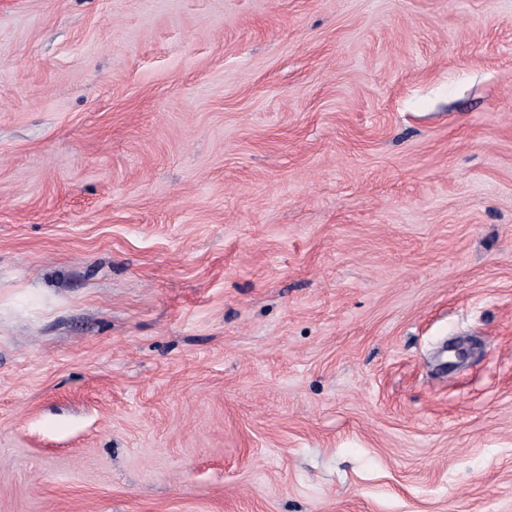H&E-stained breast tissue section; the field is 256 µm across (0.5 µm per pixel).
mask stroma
Segmentation results:
<instances>
[{
	"instance_id": "35a3bbf8",
	"label": "stroma",
	"mask_w": 512,
	"mask_h": 512,
	"mask_svg": "<svg viewBox=\"0 0 512 512\" xmlns=\"http://www.w3.org/2000/svg\"><path fill=\"white\" fill-rule=\"evenodd\" d=\"M0 512H512V0H0Z\"/></svg>"
}]
</instances>
